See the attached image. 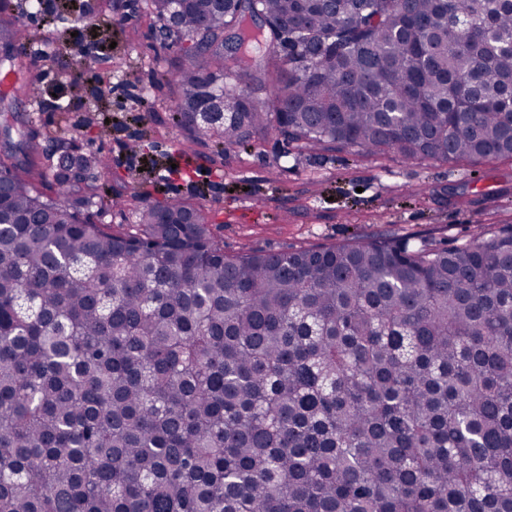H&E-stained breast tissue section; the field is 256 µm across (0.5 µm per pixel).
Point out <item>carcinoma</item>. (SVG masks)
I'll list each match as a JSON object with an SVG mask.
<instances>
[{
	"instance_id": "1",
	"label": "carcinoma",
	"mask_w": 512,
	"mask_h": 512,
	"mask_svg": "<svg viewBox=\"0 0 512 512\" xmlns=\"http://www.w3.org/2000/svg\"><path fill=\"white\" fill-rule=\"evenodd\" d=\"M143 8L170 124L221 154L512 157V0ZM35 37L0 0V48ZM0 70V512H512V231L226 256L141 198L116 231L107 159L39 152Z\"/></svg>"
}]
</instances>
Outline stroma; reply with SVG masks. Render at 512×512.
<instances>
[{"mask_svg": "<svg viewBox=\"0 0 512 512\" xmlns=\"http://www.w3.org/2000/svg\"><path fill=\"white\" fill-rule=\"evenodd\" d=\"M77 13H108L120 71L97 112L92 73L81 64L90 38L79 22L45 18L41 44L56 47L47 59L18 45L17 62L33 77V96L18 113L44 148L75 135L110 159L106 188L123 204L110 219L133 227L131 196L139 191L164 201L181 198L202 206L226 254L284 252L329 246L352 238L396 236L412 244L450 247L477 232L512 227V160L470 164L405 161L394 155L355 157L328 146L297 148L287 163L275 157L284 144L271 135L252 147L225 150L216 159L209 141L187 144L169 125L168 90L152 87L153 69L170 55L157 39L153 18L110 0H75ZM69 100L65 111L41 105L51 96ZM139 151H129L132 142Z\"/></svg>", "mask_w": 512, "mask_h": 512, "instance_id": "1", "label": "stroma"}]
</instances>
